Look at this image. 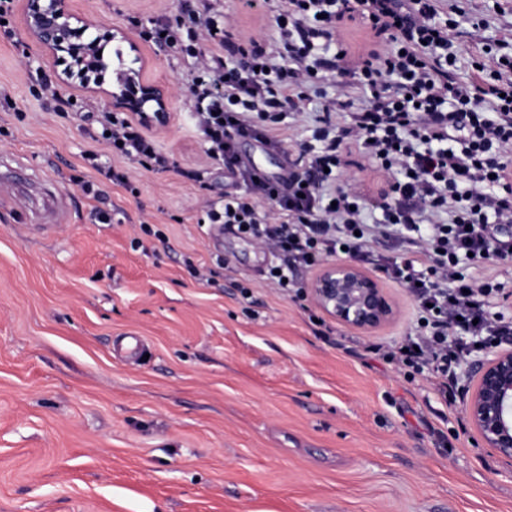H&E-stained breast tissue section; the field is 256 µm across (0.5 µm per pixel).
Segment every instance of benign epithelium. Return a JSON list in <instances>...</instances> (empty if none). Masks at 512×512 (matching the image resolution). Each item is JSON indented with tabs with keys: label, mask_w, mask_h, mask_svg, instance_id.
I'll use <instances>...</instances> for the list:
<instances>
[{
	"label": "benign epithelium",
	"mask_w": 512,
	"mask_h": 512,
	"mask_svg": "<svg viewBox=\"0 0 512 512\" xmlns=\"http://www.w3.org/2000/svg\"><path fill=\"white\" fill-rule=\"evenodd\" d=\"M21 25L46 56L65 65L58 74L63 84L104 95L110 106L131 113L147 129L168 125L167 93L145 81L142 70L122 69L111 88H101L102 73L109 70L102 56L108 43L126 42L131 51L140 52L123 31L72 12L67 0H23ZM309 292L328 315L363 331L375 330L394 316V305L384 289L352 264H324ZM473 379L466 417L486 447L512 458V346L490 351L476 364Z\"/></svg>",
	"instance_id": "7a95c632"
}]
</instances>
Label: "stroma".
<instances>
[{
  "label": "stroma",
  "mask_w": 512,
  "mask_h": 512,
  "mask_svg": "<svg viewBox=\"0 0 512 512\" xmlns=\"http://www.w3.org/2000/svg\"><path fill=\"white\" fill-rule=\"evenodd\" d=\"M502 12H494V2ZM139 40L143 77L167 89L153 131L176 164L126 167L135 191L84 162V122L46 106L56 68L11 13L0 30V171L25 168L30 213L0 201V512H512V458L458 433L424 375L366 352L397 345L414 307L362 331L270 288L255 241L200 223L238 186L211 163L188 110L193 62L139 39L181 0H68ZM460 82L483 43L512 36V0H464ZM188 170L200 181L185 178ZM109 213L110 223L94 219ZM56 225L54 234L39 227ZM217 269L188 274L185 258ZM248 286L242 297L240 286ZM140 337L146 354L116 348Z\"/></svg>",
  "instance_id": "35a3bbf8"
}]
</instances>
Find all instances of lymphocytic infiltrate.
<instances>
[{
	"label": "lymphocytic infiltrate",
	"mask_w": 512,
	"mask_h": 512,
	"mask_svg": "<svg viewBox=\"0 0 512 512\" xmlns=\"http://www.w3.org/2000/svg\"><path fill=\"white\" fill-rule=\"evenodd\" d=\"M240 2L242 13L269 16L272 36L243 33L222 0H195L140 31L171 57L193 59L195 136L244 186L209 205V222L267 246L265 278L291 300L304 296L300 271L332 258L405 288L410 332L367 350L407 378L429 373L454 405L462 360L512 337V38L483 46L461 83L459 8L444 0H276L271 13L269 0ZM349 23L369 45L351 47ZM331 76L332 94L322 88ZM313 102L310 138L289 141L292 119ZM95 123L92 139L113 157L170 169V155L127 113ZM239 137L273 151L293 144L287 180L238 158ZM352 155L359 169L388 175L375 201L344 178ZM370 209L380 214L371 224Z\"/></svg>",
	"instance_id": "f902f5d3"
}]
</instances>
